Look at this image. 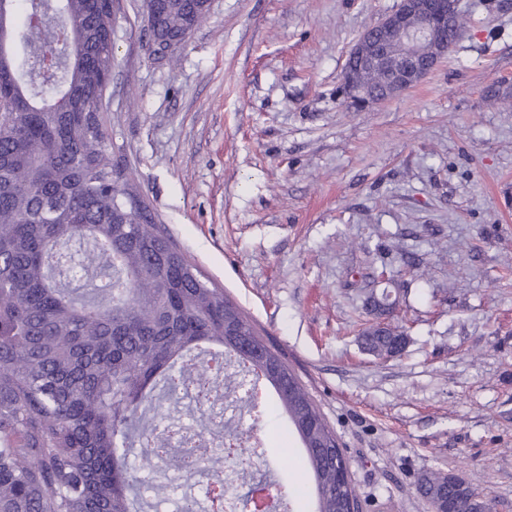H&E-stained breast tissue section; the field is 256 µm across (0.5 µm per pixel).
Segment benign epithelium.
Segmentation results:
<instances>
[{"label":"benign epithelium","mask_w":512,"mask_h":512,"mask_svg":"<svg viewBox=\"0 0 512 512\" xmlns=\"http://www.w3.org/2000/svg\"><path fill=\"white\" fill-rule=\"evenodd\" d=\"M459 14L448 0H398L395 9L366 29L349 51L342 95L356 110L388 102L422 82L447 58L449 34ZM180 42L150 39L149 50L169 56Z\"/></svg>","instance_id":"benign-epithelium-1"}]
</instances>
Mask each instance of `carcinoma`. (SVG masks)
I'll use <instances>...</instances> for the list:
<instances>
[{
	"label": "carcinoma",
	"instance_id": "carcinoma-1",
	"mask_svg": "<svg viewBox=\"0 0 512 512\" xmlns=\"http://www.w3.org/2000/svg\"><path fill=\"white\" fill-rule=\"evenodd\" d=\"M12 0L11 48L0 55V512H140L158 492L150 459L131 461L164 423L167 398L194 381L208 394L210 362L227 356L274 390L312 475L315 512H345L348 463L292 371L237 303L204 279L169 241L108 152L102 99L115 60L107 0ZM199 0H159L158 37L181 42L203 19ZM63 27V56L45 76L38 62ZM91 295L70 284L98 267ZM400 326L372 325L361 339L393 357ZM208 466L231 484L230 463L259 455L248 439ZM421 495L448 512L483 503L441 473Z\"/></svg>",
	"mask_w": 512,
	"mask_h": 512
}]
</instances>
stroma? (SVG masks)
<instances>
[{"mask_svg":"<svg viewBox=\"0 0 512 512\" xmlns=\"http://www.w3.org/2000/svg\"><path fill=\"white\" fill-rule=\"evenodd\" d=\"M396 4L212 0L171 62L148 50L145 0H116L109 150L306 388L361 512H431L416 487L436 470L512 512V0H458L470 27L448 58L350 109L348 52ZM373 323L404 326L400 356L364 350ZM195 427L262 446L234 464L238 493L267 479L314 512L269 386Z\"/></svg>","mask_w":512,"mask_h":512,"instance_id":"1","label":"stroma"}]
</instances>
